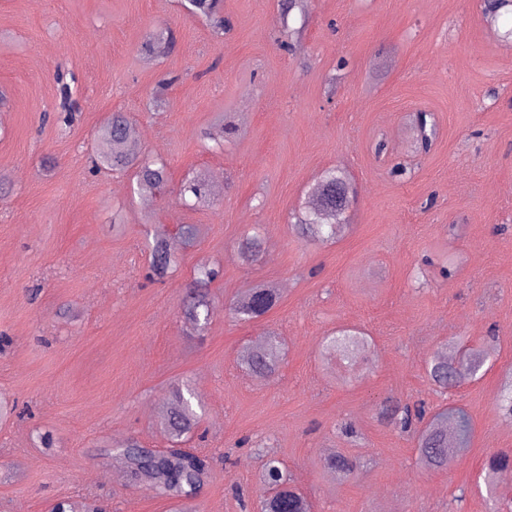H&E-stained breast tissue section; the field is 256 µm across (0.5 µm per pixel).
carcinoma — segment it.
Segmentation results:
<instances>
[{"label": "carcinoma", "instance_id": "1", "mask_svg": "<svg viewBox=\"0 0 512 512\" xmlns=\"http://www.w3.org/2000/svg\"><path fill=\"white\" fill-rule=\"evenodd\" d=\"M189 13L206 19L214 32L224 34L230 23L220 9V0H187ZM174 46L173 36L157 32L142 47L141 55L150 63L167 56ZM236 128L217 124L204 130V138L221 148ZM437 133L434 114L426 112L417 134V144L422 151L432 145ZM138 137L136 122L123 112L112 113L99 127L96 136L97 168L109 171L134 173L140 190H162L168 176L166 166L157 161L145 159L134 149ZM195 198L198 205L210 203L208 183L202 179L189 181L183 188ZM316 202L309 206L302 204L293 215L297 233L310 241L327 242L341 235L348 223V212L355 201L357 190L343 171L332 168L323 171L316 182ZM239 258L245 265L256 263L262 254V241L256 236H245L238 246ZM176 257L168 248L164 238L156 237L147 277L160 279L175 266ZM219 276V269L203 265L194 287L189 292L186 304L188 320L195 327L204 328L211 318L212 302L208 285ZM280 302V293L272 285L259 283L247 289L243 296L233 301L230 311L242 322L259 319L271 312ZM369 338L357 328H345L331 337L324 346L329 358L352 362L370 350ZM282 356L281 344L272 335L260 343L247 348L241 362L256 378L267 380L273 377ZM485 356L481 350L467 351L458 361L450 354L438 353L427 364V374L433 385L448 389L475 378L484 365ZM381 417L387 424L416 436L418 461L422 467L433 470L448 465V453L452 451L448 442V427L457 431L456 443H468L471 424L462 411L443 410L427 416L423 405H399L386 401ZM164 425L172 446L162 450L146 449L131 439L119 444L115 451L127 466L130 480L155 497L184 499L192 496L209 477V458L180 447V443L193 430L195 411L182 388L176 386L170 393V402L164 415ZM327 468L342 477L351 475L356 461L337 454L325 461ZM512 466V454L500 452L489 458L488 479H493L501 470ZM263 482L274 489V494L261 504V512H310L306 497L295 486L278 459L266 456L262 466Z\"/></svg>", "mask_w": 512, "mask_h": 512}]
</instances>
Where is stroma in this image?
Masks as SVG:
<instances>
[{
	"label": "stroma",
	"mask_w": 512,
	"mask_h": 512,
	"mask_svg": "<svg viewBox=\"0 0 512 512\" xmlns=\"http://www.w3.org/2000/svg\"><path fill=\"white\" fill-rule=\"evenodd\" d=\"M222 4L233 30L219 39L181 0H0V512L89 493L106 512H174L113 478L109 449L167 446L175 382L192 390L213 457L198 512H258L270 496L243 438L270 446L311 512H448L462 487L464 512H490L478 477L492 453H512V418L497 408L512 378V9L492 21L482 0H311L285 19L277 0ZM288 26L302 34L295 54ZM160 27L176 47L144 63ZM163 80L169 104L156 109ZM115 111L168 165L151 201L131 175L92 172ZM421 111L438 127L426 152ZM220 114L241 133L215 151L202 131ZM329 167L356 184L350 225L307 242L288 217ZM192 175L222 179L209 205L180 202ZM182 224L199 227L194 243ZM253 227L264 254L245 266L238 242ZM160 230L178 266L152 281L147 237ZM204 263L221 274L195 336L182 298ZM260 282L280 288V306L236 321L230 303ZM343 327L373 344L344 385L322 358ZM270 331L283 360L262 381L239 360ZM460 343L489 353L485 372L436 391L427 363ZM387 399L464 409L468 448L422 469L414 436L381 420ZM339 452L359 462L343 483L324 465Z\"/></svg>",
	"instance_id": "stroma-1"
}]
</instances>
